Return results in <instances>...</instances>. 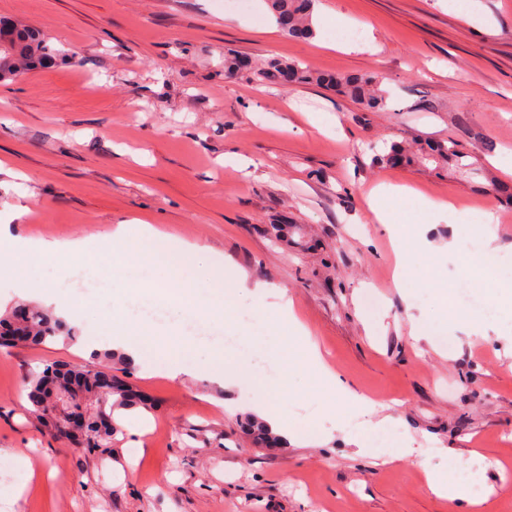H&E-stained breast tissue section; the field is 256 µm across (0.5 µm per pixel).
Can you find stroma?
I'll use <instances>...</instances> for the list:
<instances>
[{"label": "stroma", "instance_id": "obj_1", "mask_svg": "<svg viewBox=\"0 0 512 512\" xmlns=\"http://www.w3.org/2000/svg\"><path fill=\"white\" fill-rule=\"evenodd\" d=\"M316 35L283 36L265 0H0V16L44 33L53 62L0 83V215L19 234L83 242L97 271L32 260L0 272V310L29 278L79 301L74 337L0 348V454L29 459L33 477L0 512H448L412 460L374 464L350 442L364 418L337 401L324 370L383 403L415 449L499 460L474 495L482 512H512V305L485 279L477 295L496 309L483 335L457 322L438 341L411 336L412 319L440 315L437 289L477 280L465 227L499 217L497 256H512V0H317ZM359 30L362 49H336L337 30ZM280 57L319 73L376 80L387 97L369 110L315 84L291 89L224 74V52ZM452 140L473 172L434 163L391 166L399 143ZM233 154L225 163V154ZM502 168L492 166V159ZM406 186L394 208L407 233L437 245L432 275L394 286L396 257L366 207L371 188ZM452 200L434 222L421 199ZM202 249L195 286L207 295L215 264L267 287L264 315L235 298L222 314L176 311L124 290L158 276L149 264L116 270L113 252L136 242L139 221ZM126 225L127 239L112 238ZM457 241L444 253L442 245ZM287 290L309 341L272 339L278 290ZM123 299L129 321L162 332L130 365L113 363L151 404L126 413L111 447L65 446L28 412L26 381L49 362L102 366L112 345L104 320ZM315 343L322 357L306 354ZM281 344L293 366L274 409L302 427L331 429L264 448L243 433L256 393L277 384ZM195 362L224 357L234 386L197 370L171 380L159 349ZM344 422L332 430L333 420Z\"/></svg>", "mask_w": 512, "mask_h": 512}]
</instances>
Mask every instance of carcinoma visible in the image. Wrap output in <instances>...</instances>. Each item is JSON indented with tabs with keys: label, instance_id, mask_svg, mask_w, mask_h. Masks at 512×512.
I'll list each match as a JSON object with an SVG mask.
<instances>
[{
	"label": "carcinoma",
	"instance_id": "carcinoma-1",
	"mask_svg": "<svg viewBox=\"0 0 512 512\" xmlns=\"http://www.w3.org/2000/svg\"><path fill=\"white\" fill-rule=\"evenodd\" d=\"M315 2L266 0L279 30L294 39H309L315 35L312 23ZM0 25L8 32L5 42H0V82L10 81L52 62L56 49L43 33L12 20H0ZM287 74L295 85L315 81L335 88L369 109L386 107L382 91L372 80L361 76L326 77L295 62L272 58L264 61L253 72V77L263 84L281 86ZM417 157L441 162L458 172L469 169V164L464 162L466 155L453 141L425 143L420 146ZM60 335L71 338L74 331L62 319L27 304L21 308L16 306L9 315L0 317V341L9 345L37 346ZM99 378L112 380V390L94 391L92 380ZM28 389L29 413L39 417L55 432L60 421L58 400L61 395L70 393L69 407L86 413L81 431L82 444L92 450L111 444L112 437L119 432L114 418L116 411L151 408V404L130 386L113 380L112 372L82 365L63 368L47 364L29 377ZM245 429L261 445L271 446L280 442L277 435L253 416L247 418Z\"/></svg>",
	"mask_w": 512,
	"mask_h": 512
}]
</instances>
